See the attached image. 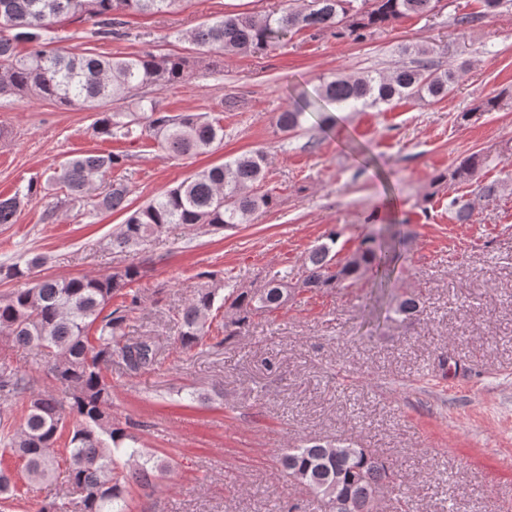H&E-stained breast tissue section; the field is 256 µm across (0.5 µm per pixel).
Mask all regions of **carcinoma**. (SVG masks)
Wrapping results in <instances>:
<instances>
[{"label": "carcinoma", "instance_id": "cac0c4a2", "mask_svg": "<svg viewBox=\"0 0 512 512\" xmlns=\"http://www.w3.org/2000/svg\"><path fill=\"white\" fill-rule=\"evenodd\" d=\"M181 0H0V94L52 100L65 108L97 112L93 130L97 136L153 140L170 156L202 154L224 140V126L204 113L172 116L153 100L138 103L137 111L123 105L147 86L172 88L181 83L193 60L178 54L143 52L124 58L86 52L76 54L65 47L47 49L59 41L58 28L66 20L92 21L96 36L116 34L125 14H156L176 9ZM438 0H299L278 13L256 16L227 14L201 23L186 35L197 49L222 55H247L265 50L294 30H313L342 38L392 25L408 16H427ZM30 45L25 56L16 45ZM417 56L415 65H401L385 74L335 75L324 79L314 94L276 117V126L291 133L302 126L306 113H321L326 106L355 109L390 105L403 99L439 101L456 82L451 70L439 71L423 59L428 49L405 48ZM498 94L486 97L470 112L459 114L467 124L482 112L500 107ZM118 153L74 156L54 169L44 184L28 182L23 190L0 197V224L17 222L25 200L49 186L65 189V202L87 204L89 213L122 211L128 207L130 186L124 180H106L123 166ZM503 162L502 154L478 151L460 157L451 170L438 174L433 183L474 186L468 197H453L448 207L460 224L471 223L489 201L509 192L512 174L485 183L481 173ZM266 178V157L255 151L226 160L157 195L134 211L112 234V250L122 253L144 244L167 224L207 225L232 228L246 224L259 210L276 205V197L260 186ZM336 235L310 249L301 274L294 279L275 276L258 288H240L232 280L221 285L203 284L187 304L172 312L178 329L177 342L184 352L220 346L241 335L259 313L282 309L299 291H328L360 280L374 264L393 262L392 248L375 235L342 262L332 254ZM43 258L25 265H0V278L24 279L27 287L0 297V336L14 351L34 349L43 359L39 377L23 372L10 358L0 359V401L20 403L24 423L19 428L0 427V444L23 462L15 476L0 459V503L23 496L24 486L52 480L65 459L71 500L44 501L37 512H126L127 485L135 484L145 494L155 491L157 475L170 464L136 447L138 438L112 414V365L133 376L156 365L158 348L148 337L125 332L141 307L139 292L126 287L142 276L131 263L117 266L105 275L70 278L36 277ZM227 294L220 295V290ZM420 309L416 295L396 300L395 314L411 316ZM222 340L210 344L212 324L219 311ZM60 385L63 397L37 387L38 380ZM128 457L126 475L114 473V462ZM288 477L309 492L330 494L343 504L342 512H368L386 484H396L390 463L365 448L331 443H313L290 448L280 458Z\"/></svg>", "mask_w": 512, "mask_h": 512}]
</instances>
